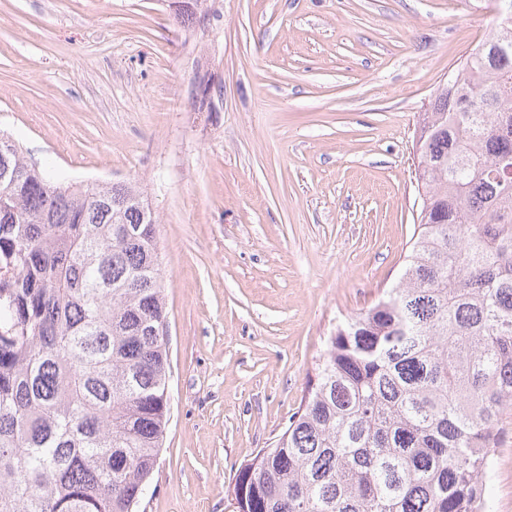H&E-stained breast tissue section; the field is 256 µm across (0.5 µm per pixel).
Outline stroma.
<instances>
[{
  "mask_svg": "<svg viewBox=\"0 0 512 512\" xmlns=\"http://www.w3.org/2000/svg\"><path fill=\"white\" fill-rule=\"evenodd\" d=\"M497 0H0V134L158 218L169 423L143 512H232L338 324L395 288L419 117ZM486 483L512 512V411Z\"/></svg>",
  "mask_w": 512,
  "mask_h": 512,
  "instance_id": "35a3bbf8",
  "label": "stroma"
}]
</instances>
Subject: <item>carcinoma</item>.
<instances>
[{"instance_id": "carcinoma-1", "label": "carcinoma", "mask_w": 512, "mask_h": 512, "mask_svg": "<svg viewBox=\"0 0 512 512\" xmlns=\"http://www.w3.org/2000/svg\"><path fill=\"white\" fill-rule=\"evenodd\" d=\"M436 90L398 285L336 326L233 512H485L512 409V22ZM157 217L0 136V512H137L168 424Z\"/></svg>"}]
</instances>
